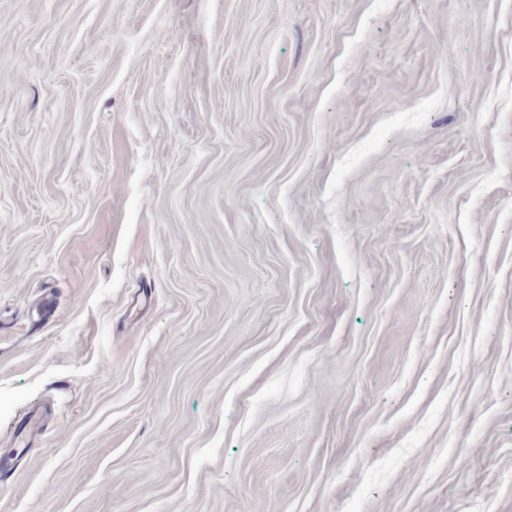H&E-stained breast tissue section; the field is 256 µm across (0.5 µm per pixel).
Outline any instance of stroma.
Returning <instances> with one entry per match:
<instances>
[{
	"label": "stroma",
	"instance_id": "1",
	"mask_svg": "<svg viewBox=\"0 0 512 512\" xmlns=\"http://www.w3.org/2000/svg\"><path fill=\"white\" fill-rule=\"evenodd\" d=\"M30 409L0 512H512V0H0Z\"/></svg>",
	"mask_w": 512,
	"mask_h": 512
}]
</instances>
